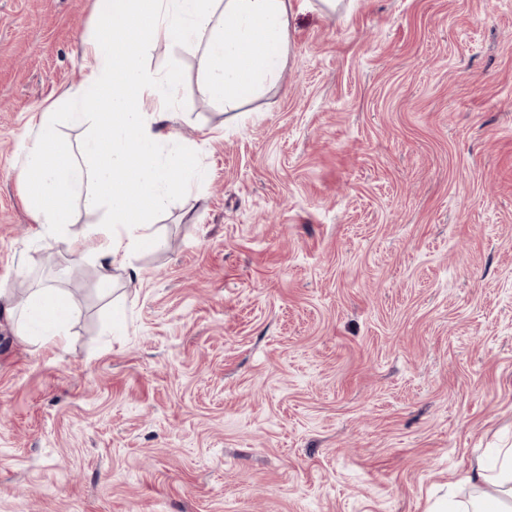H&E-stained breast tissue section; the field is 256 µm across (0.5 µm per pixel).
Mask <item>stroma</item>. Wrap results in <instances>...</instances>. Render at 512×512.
<instances>
[{
  "label": "stroma",
  "mask_w": 512,
  "mask_h": 512,
  "mask_svg": "<svg viewBox=\"0 0 512 512\" xmlns=\"http://www.w3.org/2000/svg\"><path fill=\"white\" fill-rule=\"evenodd\" d=\"M95 24L0 0V287L75 309L55 347L0 303V512H430L512 446V0H292L233 109L202 46L144 48L208 178L108 297L68 238L104 211L47 232L14 177Z\"/></svg>",
  "instance_id": "35a3bbf8"
}]
</instances>
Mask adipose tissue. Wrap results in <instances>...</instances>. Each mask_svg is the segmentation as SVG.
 Listing matches in <instances>:
<instances>
[{
    "label": "adipose tissue",
    "mask_w": 512,
    "mask_h": 512,
    "mask_svg": "<svg viewBox=\"0 0 512 512\" xmlns=\"http://www.w3.org/2000/svg\"><path fill=\"white\" fill-rule=\"evenodd\" d=\"M96 0V35L80 66L86 79L65 92L67 114L42 112L35 131L20 146L16 179L36 223L61 230L73 222V204L104 210L102 223L70 238L75 259L97 260L98 288L110 292L112 271L131 266L136 253L158 248L146 224L179 192L207 178L194 153L164 149L154 127L172 119L179 81L144 67L140 48L157 44L204 47L198 89L202 96L233 105L252 98L279 77L289 44L291 0ZM90 126L81 156H74L59 130L60 117ZM72 312L61 289H33L9 314L42 344L67 342ZM467 499H449L436 512H512V448L499 449L494 467L476 461L464 479Z\"/></svg>",
    "instance_id": "1"
}]
</instances>
